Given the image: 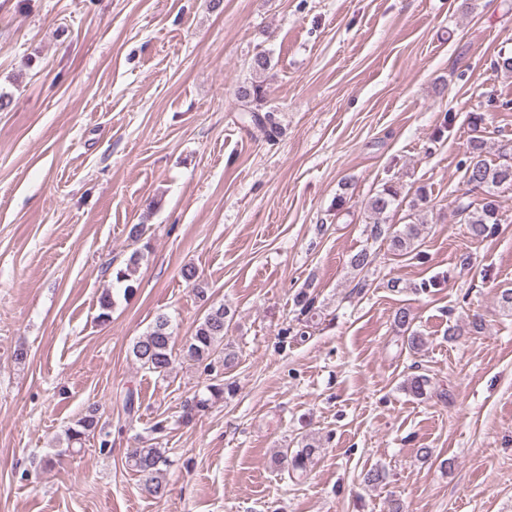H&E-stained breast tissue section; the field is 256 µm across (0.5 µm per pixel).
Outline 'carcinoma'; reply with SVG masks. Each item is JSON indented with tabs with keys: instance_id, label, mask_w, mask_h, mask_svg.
Listing matches in <instances>:
<instances>
[{
	"instance_id": "carcinoma-1",
	"label": "carcinoma",
	"mask_w": 512,
	"mask_h": 512,
	"mask_svg": "<svg viewBox=\"0 0 512 512\" xmlns=\"http://www.w3.org/2000/svg\"><path fill=\"white\" fill-rule=\"evenodd\" d=\"M236 97L240 101V112L243 119L259 129L267 138L271 139L278 134V124L274 113L262 111L264 97L263 86L257 82L244 83L238 86ZM483 145L479 140L472 141L471 156L463 167L464 182L474 189H482L486 193L481 207L474 208L472 204L458 202L457 211L464 215V222L468 224L470 234L475 239H483L495 233L500 224V204L498 193L501 189L512 187V160L498 164H490L482 158ZM399 188L386 186L367 201V210L373 222L367 225L366 233L373 240L385 235V229L379 221L380 215L391 210L398 204ZM420 234V227L416 223L403 225L388 236L390 250L399 256L406 255L415 250V240ZM149 248V243L143 244V250H135L127 260L125 266L112 272V277L119 284H125L124 294L133 293L134 276L137 272L143 251ZM234 313L224 305H212L195 329L193 336L183 349L184 358L203 367L204 373L210 377L206 386L208 396L195 395L184 405V416L187 418L207 408L211 402L224 398V394L235 391L233 383L226 380L238 360L237 352L231 342L226 340L230 323ZM132 355L141 366L166 375L171 372L175 355L173 354V329L168 316L160 314L156 317L144 335L140 336L132 346ZM430 380L425 375H413L406 379L404 388L414 397L427 394ZM99 418L94 413L79 419L75 425L67 428L65 432L66 450L81 449L89 437L97 434L100 437L99 448L104 451L112 444L111 433L97 432ZM318 449L307 443L288 462V471L291 475L303 476ZM128 462L133 470L141 477L140 489L152 497L164 495L167 481V458L159 448L142 447L133 449Z\"/></svg>"
}]
</instances>
